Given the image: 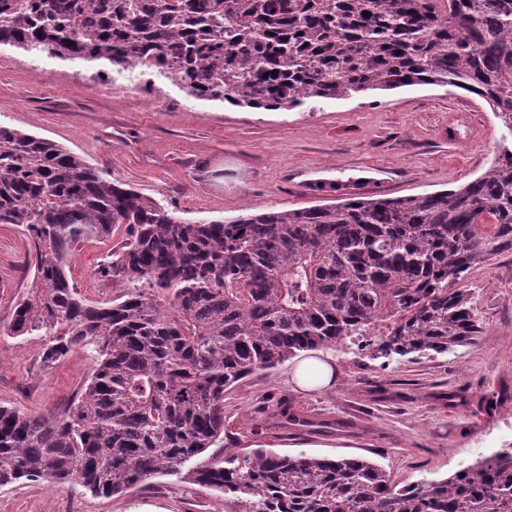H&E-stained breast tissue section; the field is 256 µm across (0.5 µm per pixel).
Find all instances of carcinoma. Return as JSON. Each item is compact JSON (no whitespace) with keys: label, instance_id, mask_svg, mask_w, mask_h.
Listing matches in <instances>:
<instances>
[{"label":"carcinoma","instance_id":"carcinoma-1","mask_svg":"<svg viewBox=\"0 0 512 512\" xmlns=\"http://www.w3.org/2000/svg\"><path fill=\"white\" fill-rule=\"evenodd\" d=\"M1 45L155 69L194 98L252 109L448 86L512 127V0H0ZM0 224L35 254L5 334L48 338L49 366L74 348L95 360L63 416L0 406V485L113 496L224 443V393L301 351L360 337L370 358L393 359L475 343L481 320L454 284L494 250L482 225L512 234V148L457 189L189 221L0 126ZM118 224L128 242L101 273L124 293L94 303L66 258ZM193 481L223 492L224 512H512V449L399 488L360 458L226 448Z\"/></svg>","mask_w":512,"mask_h":512}]
</instances>
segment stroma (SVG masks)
Wrapping results in <instances>:
<instances>
[{
    "mask_svg": "<svg viewBox=\"0 0 512 512\" xmlns=\"http://www.w3.org/2000/svg\"><path fill=\"white\" fill-rule=\"evenodd\" d=\"M98 68L1 47L0 124L66 148L192 221L321 205L325 196L310 189L318 181L369 196L455 189L512 144V128L486 102L449 87L267 111L199 100L157 75L143 98L134 91L137 70L113 68L103 87L94 80ZM486 230L496 248L460 282L482 320L479 344L389 362L353 344L332 348L335 378L322 390L298 387L288 360L225 393V446L245 451L262 441L281 454L367 459L401 486L446 478L512 448V237L493 224ZM127 237L120 224L71 253L67 272L89 301L119 297L100 269ZM33 262L30 239L0 224V406L58 414L85 387L94 360L77 348L47 367L45 339L4 335L31 289ZM284 405L335 426L276 427L271 414ZM0 512H224V495L174 476L111 497L20 481L0 486Z\"/></svg>",
    "mask_w": 512,
    "mask_h": 512,
    "instance_id": "stroma-1",
    "label": "stroma"
}]
</instances>
